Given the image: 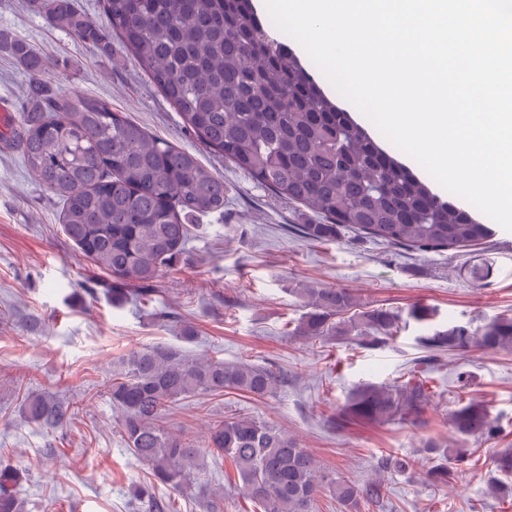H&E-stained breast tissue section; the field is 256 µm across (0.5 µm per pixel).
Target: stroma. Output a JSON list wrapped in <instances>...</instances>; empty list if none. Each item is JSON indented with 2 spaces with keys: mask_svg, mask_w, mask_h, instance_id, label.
<instances>
[{
  "mask_svg": "<svg viewBox=\"0 0 512 512\" xmlns=\"http://www.w3.org/2000/svg\"><path fill=\"white\" fill-rule=\"evenodd\" d=\"M0 32L53 61L35 76L0 51V101L8 107L37 82L105 99L152 136L194 153L228 190L223 212L193 219L182 254L154 282L151 302L116 307L110 277L64 235L58 199L19 154L0 150V467L22 472L17 496L24 512H148L130 489L148 480L151 467L126 447L108 390L119 358L157 344L196 359L273 366L288 377L259 400L227 392L182 401L165 422L195 445L204 444L215 422L245 414L298 439L326 474L360 486L384 484L378 504L352 509L325 492L316 512H512V496L488 493L492 483L512 486V474L495 462L499 450L512 448V350L431 358L418 341L425 330L414 323L376 346L354 335L325 341L291 333L304 312L297 291L306 287L342 288L364 304L399 313L429 304L443 323L511 312V231L498 226L486 243L429 252L354 231L335 242L312 240L298 227L316 223V216L206 149L120 42L101 53L49 26L27 0H0ZM481 264L489 276L471 281L469 268ZM187 329L193 341L183 340ZM419 363L434 391L421 423L378 427L342 417L340 408L358 385L395 383ZM30 389L62 400L70 420L46 428L25 419L19 403ZM469 400L488 405L502 434L470 439L468 469L449 484H434L427 472L439 461L423 446L431 439L454 444L448 415ZM388 453L410 457L413 468L378 472ZM191 479V491L160 485L154 494L170 500L173 512H209L206 489L220 486L224 512H257L231 459L210 463Z\"/></svg>",
  "mask_w": 512,
  "mask_h": 512,
  "instance_id": "stroma-1",
  "label": "stroma"
}]
</instances>
